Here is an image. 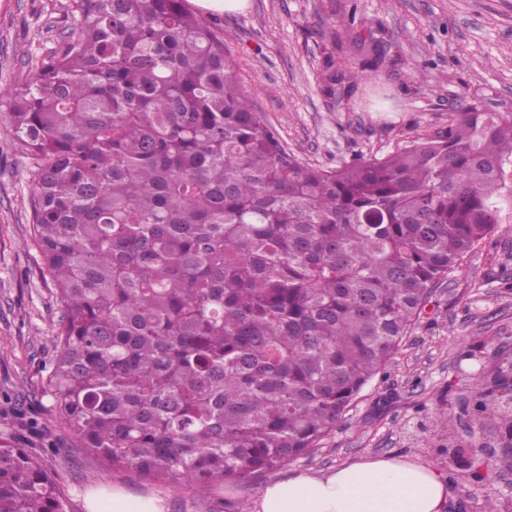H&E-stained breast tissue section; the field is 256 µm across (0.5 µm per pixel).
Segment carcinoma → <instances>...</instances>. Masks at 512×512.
<instances>
[{"instance_id":"carcinoma-1","label":"carcinoma","mask_w":512,"mask_h":512,"mask_svg":"<svg viewBox=\"0 0 512 512\" xmlns=\"http://www.w3.org/2000/svg\"><path fill=\"white\" fill-rule=\"evenodd\" d=\"M70 38L13 91L33 234L64 309L42 392L79 447L170 484H246L312 450L431 293L512 219V120L331 169L255 111L187 0H73ZM470 429L512 412L473 385ZM475 452L469 481L496 466ZM0 512H63L0 440Z\"/></svg>"}]
</instances>
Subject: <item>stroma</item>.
<instances>
[{"instance_id": "1", "label": "stroma", "mask_w": 512, "mask_h": 512, "mask_svg": "<svg viewBox=\"0 0 512 512\" xmlns=\"http://www.w3.org/2000/svg\"><path fill=\"white\" fill-rule=\"evenodd\" d=\"M72 8L73 0H0V437L55 478L64 512H87L88 492L115 486L161 499L165 512H241L266 479L174 485L107 469L78 448L42 395L63 308L31 236L32 165L12 128L11 95L64 46ZM209 17L256 112L305 163L384 156L444 131L449 115L471 104L512 120V0H248ZM376 47L384 58L375 68ZM329 55L337 73L361 80L329 84ZM511 278L512 223L434 288L394 359L317 448L270 477L414 453L451 471L448 432L470 433L469 382L490 379L512 352ZM451 490L449 512H483L487 499L512 497V469L484 483L452 480Z\"/></svg>"}]
</instances>
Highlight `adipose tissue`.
<instances>
[{
    "instance_id": "ef3b65f1",
    "label": "adipose tissue",
    "mask_w": 512,
    "mask_h": 512,
    "mask_svg": "<svg viewBox=\"0 0 512 512\" xmlns=\"http://www.w3.org/2000/svg\"><path fill=\"white\" fill-rule=\"evenodd\" d=\"M447 474L435 463L405 457H365L321 473L269 481L249 512H446ZM89 512H162L158 500L113 488L110 499L92 493Z\"/></svg>"
}]
</instances>
